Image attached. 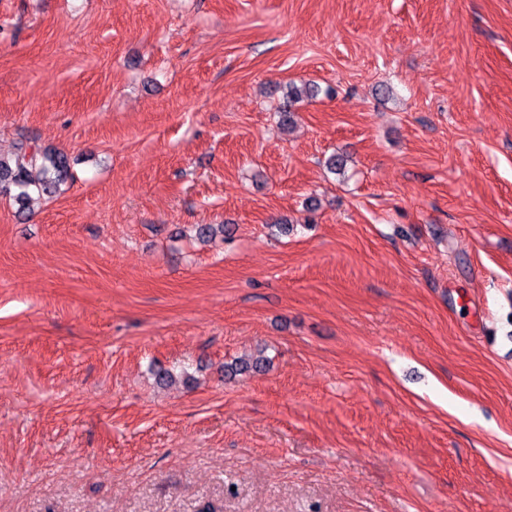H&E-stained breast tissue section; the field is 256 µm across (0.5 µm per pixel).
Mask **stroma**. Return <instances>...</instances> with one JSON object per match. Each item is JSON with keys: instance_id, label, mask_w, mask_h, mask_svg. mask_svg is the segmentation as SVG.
<instances>
[{"instance_id": "35a3bbf8", "label": "stroma", "mask_w": 512, "mask_h": 512, "mask_svg": "<svg viewBox=\"0 0 512 512\" xmlns=\"http://www.w3.org/2000/svg\"><path fill=\"white\" fill-rule=\"evenodd\" d=\"M29 145L0 512H512V0H0ZM33 169L39 170L40 178H32ZM68 170L67 155L38 145L21 148L7 158L0 155V195L11 196L14 192L16 202L24 206L33 194L56 193Z\"/></svg>"}]
</instances>
